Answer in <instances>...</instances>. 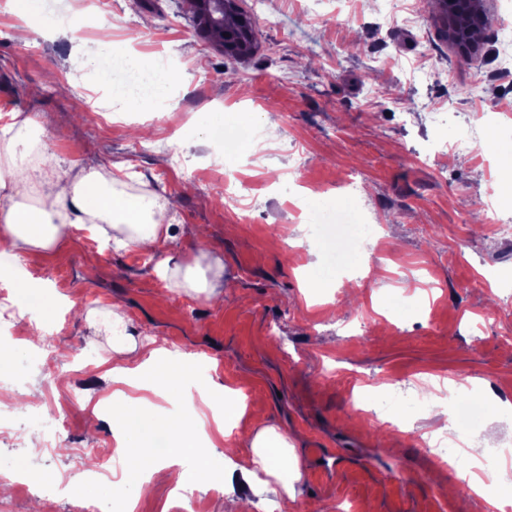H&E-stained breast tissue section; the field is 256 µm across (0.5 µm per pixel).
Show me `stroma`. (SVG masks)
I'll use <instances>...</instances> for the list:
<instances>
[{
	"label": "stroma",
	"mask_w": 512,
	"mask_h": 512,
	"mask_svg": "<svg viewBox=\"0 0 512 512\" xmlns=\"http://www.w3.org/2000/svg\"><path fill=\"white\" fill-rule=\"evenodd\" d=\"M77 0H42L48 22L25 27L12 0H0V115L26 113L37 149L75 172L117 176L126 193L170 202L167 276L146 252L127 251L68 231L56 255L26 259L32 277L72 296L45 332L49 349L14 343L0 386L31 390L42 414H12L21 439L0 437V468L26 474L0 512H78L83 499L113 512L125 469L106 474L97 457L114 454L112 394L100 360L112 340L101 324L111 304L126 311V333L143 343L199 357L207 380L265 405V424L294 448L295 496L273 498L288 512H475L464 492L447 494V466L420 443L449 417L429 381L482 379L472 442L485 454L512 453V303L497 288L512 280V240H499L484 203L512 216V167L478 142L452 153L453 121L512 111V79L498 70L500 17L512 0H487L494 18L484 48L460 59L439 35L434 7L385 18L382 0H245L259 48L230 59L197 29L186 0H93L85 14L110 13L95 33L62 34ZM111 43L123 59L164 58L173 74L162 93L130 107L86 58ZM220 111L240 132L236 161L224 158L203 115ZM284 131L266 142L269 121ZM179 151L182 164L171 153ZM313 195L302 198L301 188ZM330 193L322 201L320 193ZM349 206L380 227L379 252L338 259L309 230L315 208ZM99 256L95 276L85 256ZM222 262L234 287L222 300L182 287L186 268L214 274ZM328 280L327 299H309L302 267ZM388 382L408 392L398 426L373 421ZM82 388L58 446L42 441L63 389ZM98 431L88 435L90 414ZM245 483L189 479L156 485L135 512H237Z\"/></svg>",
	"instance_id": "obj_1"
}]
</instances>
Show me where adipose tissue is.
<instances>
[{
  "label": "adipose tissue",
  "mask_w": 512,
  "mask_h": 512,
  "mask_svg": "<svg viewBox=\"0 0 512 512\" xmlns=\"http://www.w3.org/2000/svg\"><path fill=\"white\" fill-rule=\"evenodd\" d=\"M33 178L0 173V280L14 288L18 296L37 298V313L51 314L55 300L42 283L29 276L20 258L52 252L65 227H86L97 237L112 230L120 247L163 252L170 237V208L159 197L118 191L94 170L73 180L70 169L45 155L37 177L44 187L43 202L40 207L30 208L22 201ZM55 214L63 216V223L52 222ZM188 379L187 363L164 341L155 338L140 345L129 336L113 337V382L175 401L181 398ZM112 419L117 450L138 447L156 436L168 441L165 456L132 457L125 476L135 495L120 501L119 512H134L136 494L147 491L154 481L181 487L187 477V462H194L199 474H209L210 458L201 446L205 423L197 412L159 414L141 401L130 399L113 404ZM290 452L287 436L271 427L261 428L250 442L249 453L225 448L224 477L246 482L256 499L273 484L282 493L294 495V483L300 474L297 466L288 462ZM256 499L248 504L250 512H256Z\"/></svg>",
  "instance_id": "1"
}]
</instances>
